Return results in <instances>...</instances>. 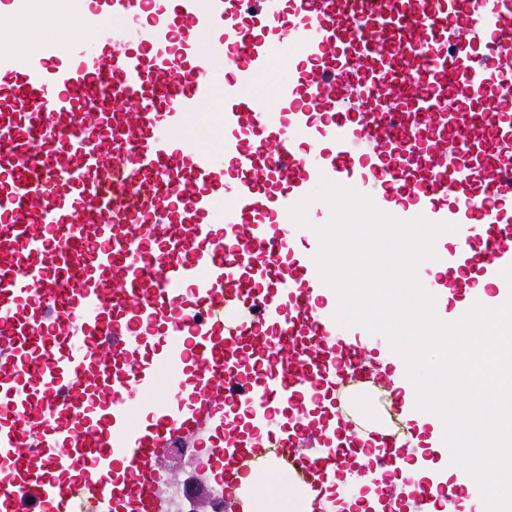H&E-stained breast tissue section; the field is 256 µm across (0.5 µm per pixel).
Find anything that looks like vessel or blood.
Returning a JSON list of instances; mask_svg holds the SVG:
<instances>
[{
  "instance_id": "1",
  "label": "vessel or blood",
  "mask_w": 512,
  "mask_h": 512,
  "mask_svg": "<svg viewBox=\"0 0 512 512\" xmlns=\"http://www.w3.org/2000/svg\"><path fill=\"white\" fill-rule=\"evenodd\" d=\"M29 10L0 0V502L112 512L54 480L88 457L158 512L161 452L203 435L226 512H248L245 470L290 471L325 512L355 454L409 458L405 364H366L314 261L331 209H289L326 179L456 224L424 283L437 316L479 284L511 298L512 0H90L76 36L18 51ZM273 72L269 104L251 87ZM210 110L218 146L179 137ZM149 349L191 367L181 408ZM370 380L399 424L376 444L343 411Z\"/></svg>"
}]
</instances>
